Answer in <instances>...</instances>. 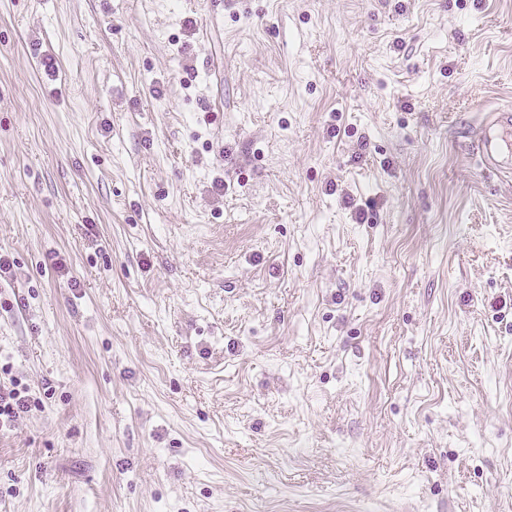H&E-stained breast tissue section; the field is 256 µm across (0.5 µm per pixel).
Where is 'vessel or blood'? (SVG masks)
<instances>
[{
  "instance_id": "1",
  "label": "vessel or blood",
  "mask_w": 512,
  "mask_h": 512,
  "mask_svg": "<svg viewBox=\"0 0 512 512\" xmlns=\"http://www.w3.org/2000/svg\"><path fill=\"white\" fill-rule=\"evenodd\" d=\"M474 147L484 169L503 175L512 174V167L502 157L512 152V109L498 107L488 110L473 130Z\"/></svg>"
}]
</instances>
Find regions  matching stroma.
Listing matches in <instances>:
<instances>
[{
    "instance_id": "35a3bbf8",
    "label": "stroma",
    "mask_w": 512,
    "mask_h": 512,
    "mask_svg": "<svg viewBox=\"0 0 512 512\" xmlns=\"http://www.w3.org/2000/svg\"><path fill=\"white\" fill-rule=\"evenodd\" d=\"M492 105L512 0H0V512H512ZM25 387L11 377L9 383H0V432L12 431L17 422L39 408L31 400Z\"/></svg>"
}]
</instances>
